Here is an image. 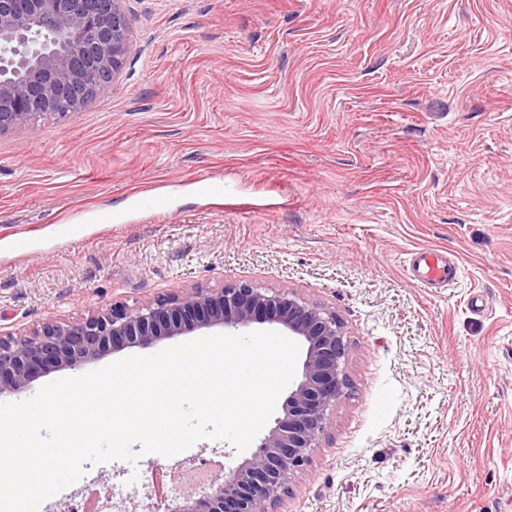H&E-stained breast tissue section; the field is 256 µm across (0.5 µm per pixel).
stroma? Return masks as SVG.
<instances>
[{"label": "stroma", "instance_id": "stroma-1", "mask_svg": "<svg viewBox=\"0 0 512 512\" xmlns=\"http://www.w3.org/2000/svg\"><path fill=\"white\" fill-rule=\"evenodd\" d=\"M124 8L115 82L0 134V330L195 283L298 289L344 322L351 387L278 512H512V0ZM422 249L458 279L418 281ZM245 458L202 440L177 461Z\"/></svg>", "mask_w": 512, "mask_h": 512}]
</instances>
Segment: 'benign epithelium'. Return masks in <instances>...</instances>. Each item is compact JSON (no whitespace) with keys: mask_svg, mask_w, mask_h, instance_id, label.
<instances>
[{"mask_svg":"<svg viewBox=\"0 0 512 512\" xmlns=\"http://www.w3.org/2000/svg\"><path fill=\"white\" fill-rule=\"evenodd\" d=\"M123 0H0V133L79 111L117 77L134 50ZM279 326L306 347L283 415L250 458L199 491L171 497L153 475L147 512H276L291 480L329 436L333 407L350 387L349 345L336 312L294 288L250 280L201 283L129 306L53 318L18 332H0V395L27 390L43 367L72 368L121 346L210 329Z\"/></svg>","mask_w":512,"mask_h":512,"instance_id":"1","label":"benign epithelium"}]
</instances>
